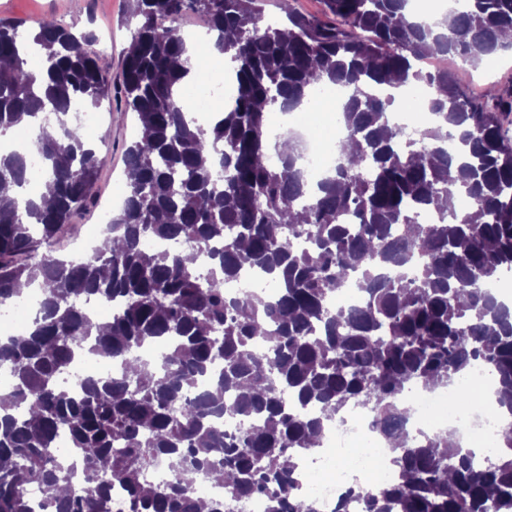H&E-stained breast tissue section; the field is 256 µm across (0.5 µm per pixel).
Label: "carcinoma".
Segmentation results:
<instances>
[{
	"instance_id": "1",
	"label": "carcinoma",
	"mask_w": 512,
	"mask_h": 512,
	"mask_svg": "<svg viewBox=\"0 0 512 512\" xmlns=\"http://www.w3.org/2000/svg\"><path fill=\"white\" fill-rule=\"evenodd\" d=\"M128 3L119 93L140 133L125 151V197L102 243L68 259L42 245L74 230L99 170L72 105L98 106L108 82L91 36L46 18L29 43L56 51L33 64L19 24L0 20V130L36 133L51 189L38 203L25 157L0 154V188L24 191L0 197V304L21 299L23 282L53 285L28 328L0 340L13 381L0 391V512H36L31 483L49 512H111L115 484L130 512H201L192 489L219 475L236 499L263 495L265 512H317L281 459L314 452L352 403L375 415L399 472L349 490L363 512H512V422L478 468L446 433L409 435L401 408L407 386L446 385L485 362L512 415V308L485 288L512 271V87L491 84L477 99L455 73L420 67L446 57L475 68L512 49V0H463L433 22L408 19L409 0H324L328 18L290 11L281 23L256 0ZM189 13L218 32L235 84L208 126L185 115ZM395 80L436 91L422 107L434 125L390 122L394 97L381 90ZM320 85L344 90L347 135L312 189L300 149L273 152L267 124ZM458 196L471 208L448 206ZM243 250L273 298L225 293L244 275ZM352 276L363 303L330 308ZM88 299L119 304L107 330L84 312ZM157 339L169 345L160 366L141 356ZM80 357L120 372L75 393L62 380ZM222 417L250 425L229 438ZM62 432L78 469L53 448ZM158 459L161 483L147 476Z\"/></svg>"
}]
</instances>
